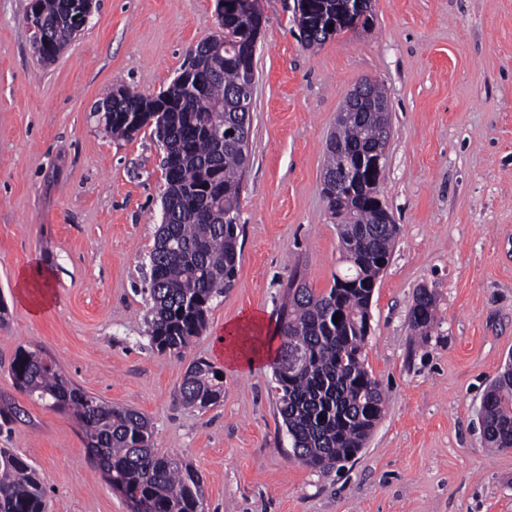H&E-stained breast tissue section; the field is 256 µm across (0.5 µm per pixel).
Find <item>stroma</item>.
<instances>
[{
    "instance_id": "1",
    "label": "stroma",
    "mask_w": 512,
    "mask_h": 512,
    "mask_svg": "<svg viewBox=\"0 0 512 512\" xmlns=\"http://www.w3.org/2000/svg\"><path fill=\"white\" fill-rule=\"evenodd\" d=\"M29 0H0V409L20 411L0 448L38 470L50 512H133L70 414L30 399L9 364L21 348L69 380L144 413L155 448L203 480L205 512H512V451L490 453L478 409L512 357V0H373L368 29L300 38L296 0H260L241 252L188 355L149 346V254L165 156L153 125L113 136L95 107L118 87L167 89L188 49L218 29L215 0H96L48 65L30 46ZM382 83L391 134L379 196L401 231L374 289L365 364L386 410L365 448L323 473L295 461L270 362L224 361L223 338L261 316L279 346L291 278L323 291L342 265L321 194L326 140L362 78ZM52 275L40 313L20 271ZM440 327L409 325L418 288ZM224 377L198 410L179 387L191 359Z\"/></svg>"
}]
</instances>
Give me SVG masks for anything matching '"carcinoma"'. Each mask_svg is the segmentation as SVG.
Instances as JSON below:
<instances>
[{
  "instance_id": "1",
  "label": "carcinoma",
  "mask_w": 512,
  "mask_h": 512,
  "mask_svg": "<svg viewBox=\"0 0 512 512\" xmlns=\"http://www.w3.org/2000/svg\"><path fill=\"white\" fill-rule=\"evenodd\" d=\"M67 0H41L45 27L58 50L71 40L65 17ZM224 52L197 44L196 65L212 75L202 91L175 86L163 124L168 155L177 164L165 172L167 223L158 228L149 255L148 324L150 347L180 358L206 327L209 304L232 286L237 272L241 225L224 219L239 213L241 180L248 154L250 116L234 91L248 82L252 64L237 51L251 34L248 19L228 16ZM372 98L345 106L326 149V168L343 172L358 155H369L387 133L389 112L384 89L372 83ZM222 127V139L211 133ZM381 171L355 186L330 187L326 197L332 216L340 219L339 239L345 268L336 271L330 288L316 292L291 280L280 307L272 382L278 412L293 456L321 472L356 455L382 419L385 398L365 365L363 334L371 289L392 254L399 233L395 222L380 223L384 213L378 186ZM339 315L340 321L333 322ZM411 329L428 337L440 328L437 294L419 288L414 295ZM10 374L20 391L43 405L73 415L87 447L112 465L134 512H203L199 473L153 446V426L140 411L116 407L73 385L60 365L34 350L19 349ZM182 402L207 409L224 398L223 380L203 358L193 360L179 388ZM482 434L493 452L512 450V369L493 380L482 398ZM0 512H47L46 492L37 469L10 448H0Z\"/></svg>"
}]
</instances>
